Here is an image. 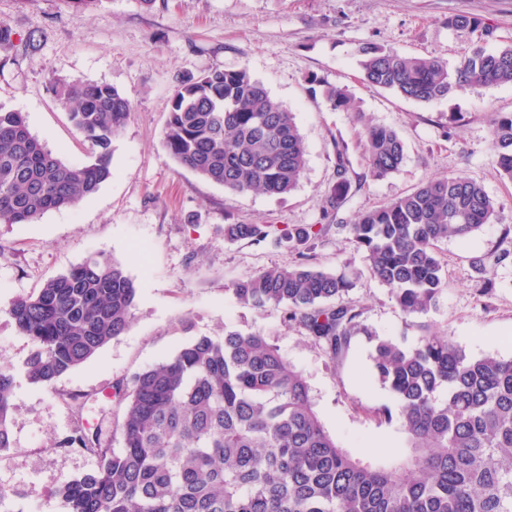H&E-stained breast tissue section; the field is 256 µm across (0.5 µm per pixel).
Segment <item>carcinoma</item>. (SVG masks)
<instances>
[{
  "label": "carcinoma",
  "instance_id": "carcinoma-1",
  "mask_svg": "<svg viewBox=\"0 0 512 512\" xmlns=\"http://www.w3.org/2000/svg\"><path fill=\"white\" fill-rule=\"evenodd\" d=\"M448 26L478 34L451 68L370 44L360 62L365 83L431 102L457 90L512 84V46L489 51L494 28L465 14ZM49 85L92 150L85 164L63 161L33 135L24 115L0 106V224H33L94 195L112 175V140L134 105L117 88L92 82ZM333 109L364 123L361 145L375 180L405 159L398 132L366 120L343 88L324 85ZM492 160L512 179V113L490 119ZM174 161L200 178L245 194H289L307 164L293 113L247 69L212 70L179 83L164 128ZM337 212L352 182L348 148L335 141ZM498 205L462 177L425 181L361 212L348 233L371 275L408 317L434 309L447 287L438 244L468 239L493 221ZM326 224L280 230L278 247L294 260L231 283L238 302L275 308L336 365L354 337L370 335L353 281L308 263L305 250ZM269 224H226L224 238L257 244ZM502 261L476 256L472 268L493 288ZM136 286L125 269L91 258L16 298L8 309L34 346L28 379L51 386L92 359L130 326ZM373 375L393 405L376 415L401 421L405 450L363 462L325 429L304 376L260 331L201 336L169 360L113 385L124 405L122 450L77 427L60 446L97 457L95 470L58 489L68 512H512V358L471 356L446 332L425 329L414 343L377 338ZM12 384L0 366V451L11 446Z\"/></svg>",
  "mask_w": 512,
  "mask_h": 512
}]
</instances>
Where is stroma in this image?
Instances as JSON below:
<instances>
[{
  "label": "stroma",
  "instance_id": "obj_1",
  "mask_svg": "<svg viewBox=\"0 0 512 512\" xmlns=\"http://www.w3.org/2000/svg\"><path fill=\"white\" fill-rule=\"evenodd\" d=\"M467 13L494 26L495 50L512 45V0H98L84 15L68 0H0V106L23 113L31 132L65 162L91 159L90 148L56 100L48 79L116 87L134 110L112 141V176L77 207L52 211L34 224H0V365L14 378L11 445L0 450V485L12 494L0 512H67L54 490L93 471L97 460L58 443L76 426L98 432L121 449L123 408L113 386L158 364L200 336L228 329L263 331L307 377L316 410L336 440L360 459L400 452L399 421L380 420L391 404L374 378L371 345L353 338L340 365L278 310L238 303L230 284L288 262L273 241L228 243V224H321L336 179L337 140L349 147L353 191L316 240L311 265L346 272L365 325L383 338L414 342L421 325L446 331L468 353L512 357V180L491 161L490 117L512 113V85L456 91L420 103L361 80L365 44L456 65L475 34L449 28ZM38 51L24 47L28 33ZM245 68L296 116L307 149L297 188L286 196L238 194L180 168L166 150L164 123L180 81L215 69ZM347 89L366 117L393 127L406 144L398 172L371 179L360 147L361 128L347 111L332 110L311 76ZM480 183L500 209L496 220L468 239L440 244L448 288L437 310L409 318L388 288L374 280L347 224L435 177ZM508 252L485 289L473 257ZM120 263L137 288L128 330L92 360L45 387L29 382L32 350L7 309L49 278L85 260Z\"/></svg>",
  "mask_w": 512,
  "mask_h": 512
}]
</instances>
